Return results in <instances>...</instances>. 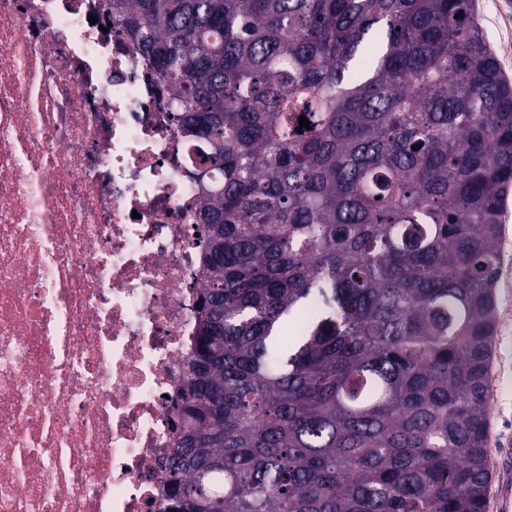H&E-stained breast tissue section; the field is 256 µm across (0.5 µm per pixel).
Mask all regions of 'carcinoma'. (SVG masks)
<instances>
[{"instance_id":"carcinoma-1","label":"carcinoma","mask_w":512,"mask_h":512,"mask_svg":"<svg viewBox=\"0 0 512 512\" xmlns=\"http://www.w3.org/2000/svg\"><path fill=\"white\" fill-rule=\"evenodd\" d=\"M112 18L170 83L199 189L161 512H485L512 82L475 0Z\"/></svg>"}]
</instances>
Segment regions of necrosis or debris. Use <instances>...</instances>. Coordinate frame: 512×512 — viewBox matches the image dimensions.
Here are the masks:
<instances>
[{"label": "necrosis or debris", "mask_w": 512, "mask_h": 512, "mask_svg": "<svg viewBox=\"0 0 512 512\" xmlns=\"http://www.w3.org/2000/svg\"><path fill=\"white\" fill-rule=\"evenodd\" d=\"M106 0H0V512H160L203 288L169 92Z\"/></svg>", "instance_id": "necrosis-or-debris-1"}]
</instances>
